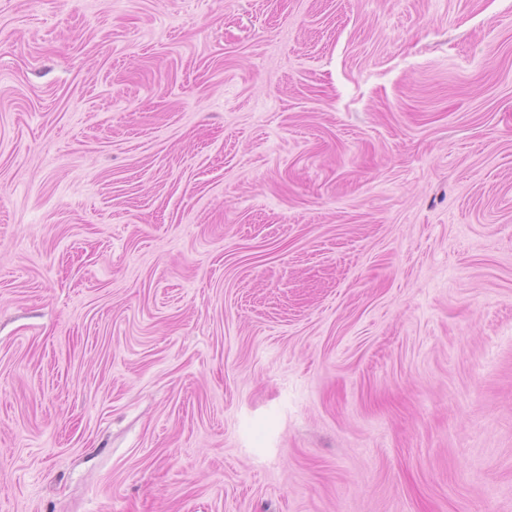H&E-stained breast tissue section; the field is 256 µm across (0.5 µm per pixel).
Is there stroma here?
<instances>
[{
  "label": "stroma",
  "mask_w": 512,
  "mask_h": 512,
  "mask_svg": "<svg viewBox=\"0 0 512 512\" xmlns=\"http://www.w3.org/2000/svg\"><path fill=\"white\" fill-rule=\"evenodd\" d=\"M0 512H512V0H0Z\"/></svg>",
  "instance_id": "obj_1"
}]
</instances>
